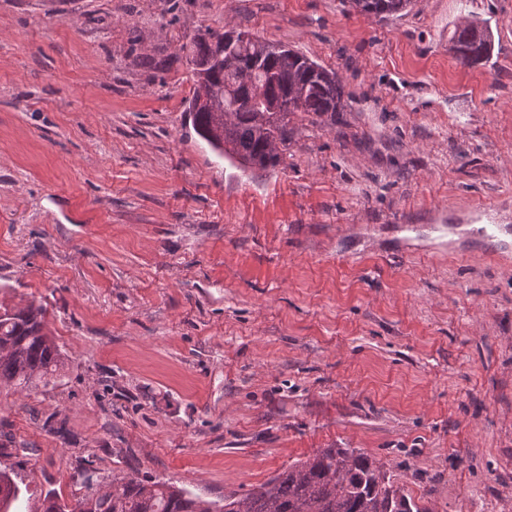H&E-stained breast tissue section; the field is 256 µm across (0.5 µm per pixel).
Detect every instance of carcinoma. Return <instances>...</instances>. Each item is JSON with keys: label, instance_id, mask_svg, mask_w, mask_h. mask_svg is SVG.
<instances>
[{"label": "carcinoma", "instance_id": "obj_1", "mask_svg": "<svg viewBox=\"0 0 512 512\" xmlns=\"http://www.w3.org/2000/svg\"><path fill=\"white\" fill-rule=\"evenodd\" d=\"M359 11L387 18L415 5V0H352ZM223 46L228 65L210 74V88L222 95L231 120L224 128L222 154L245 168L280 164L277 144L288 141V116L307 112L334 120L344 111V86L336 72L280 44L246 30L226 38L210 31L182 46L188 56L206 61ZM487 38L476 26L458 28L450 51L464 66L489 55ZM199 134L212 129L215 113L191 112ZM65 357L48 334L45 310L33 303L0 306V384L28 390L60 375ZM21 496L19 485L0 472V512ZM36 512H429L405 493L377 461L350 448H321L297 461L266 484L238 499L206 502L171 482L137 475L114 476L105 491L95 490L73 502L47 493Z\"/></svg>", "mask_w": 512, "mask_h": 512}]
</instances>
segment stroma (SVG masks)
<instances>
[{
	"instance_id": "35a3bbf8",
	"label": "stroma",
	"mask_w": 512,
	"mask_h": 512,
	"mask_svg": "<svg viewBox=\"0 0 512 512\" xmlns=\"http://www.w3.org/2000/svg\"><path fill=\"white\" fill-rule=\"evenodd\" d=\"M238 29L345 86L266 171L187 111L183 45ZM477 221L512 225V0H0V303L66 357L0 385V470L25 508L120 473L217 501L352 448L430 512H512V240ZM360 12L387 18L397 16L415 5V0H352ZM476 29L475 25L458 27L451 39L452 44L449 50L464 66L477 64L484 56L487 58L489 55L490 43L487 36L484 34L483 38L478 39Z\"/></svg>"
}]
</instances>
